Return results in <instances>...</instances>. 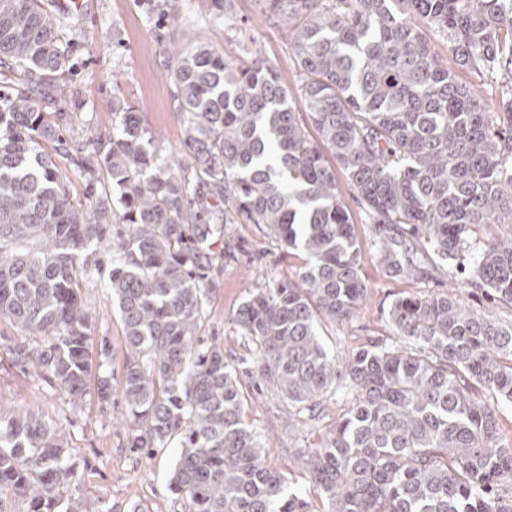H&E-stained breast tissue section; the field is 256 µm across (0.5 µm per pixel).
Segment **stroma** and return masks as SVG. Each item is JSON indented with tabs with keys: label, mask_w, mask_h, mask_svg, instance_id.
I'll return each instance as SVG.
<instances>
[{
	"label": "stroma",
	"mask_w": 512,
	"mask_h": 512,
	"mask_svg": "<svg viewBox=\"0 0 512 512\" xmlns=\"http://www.w3.org/2000/svg\"><path fill=\"white\" fill-rule=\"evenodd\" d=\"M79 10L51 8L49 14L63 25L62 35L73 46V84L80 93L79 105L65 104L67 141L93 147L112 130L116 114L113 103L131 105L143 114L145 126L161 133L162 155L182 158V123L174 89L165 78L167 49L174 35L159 26L152 12L162 0H82ZM189 30L202 32L225 57L245 59L250 44L261 47L265 59L288 88H296L299 68L286 29L276 20L262 17L256 0H227L231 25L217 20L212 0H180ZM336 178L342 198L355 225L362 250V275L366 297L356 314L346 322H324L321 334L331 353L344 356L371 343L396 338L383 310L406 294L431 296L446 292L456 282L462 300L474 310L493 313L501 323H512V305L493 302L488 293L470 285L469 272L456 263L430 262L421 276H395L379 262L375 227L369 224L353 198L344 170ZM224 266L207 283L206 313L199 333L224 346L227 361L238 362L246 349L234 323L242 302L257 288L280 279L296 278L303 256L285 253L267 236L261 225L237 224L224 238ZM107 269L80 280L81 291L93 316L91 343L111 349L110 368L121 373L124 360L122 325L117 307L104 287ZM246 395L247 421L265 444L268 466L286 475L312 505L324 512L326 503L310 487L299 449L318 447L323 435L341 416L345 404L330 407L322 421L309 426L289 422L283 407L258 394L249 376L241 378ZM0 404L29 406L56 421L72 461L86 465L79 486L84 497L105 498L112 512H181L168 489L176 451L165 448L151 456L139 455L127 445L117 425V407L88 392L79 409H72L62 391H51L14 366L0 349Z\"/></svg>",
	"instance_id": "1"
}]
</instances>
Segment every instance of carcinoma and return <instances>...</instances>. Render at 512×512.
<instances>
[{
	"instance_id": "1",
	"label": "carcinoma",
	"mask_w": 512,
	"mask_h": 512,
	"mask_svg": "<svg viewBox=\"0 0 512 512\" xmlns=\"http://www.w3.org/2000/svg\"><path fill=\"white\" fill-rule=\"evenodd\" d=\"M257 2L287 29L297 93L257 48L235 62L205 34L172 44L187 162L160 158L142 113L119 107L82 161L81 201L52 157L65 146L60 105L76 99L70 47L40 0H0V322L19 334L0 347L73 409L98 371V398L119 392L130 447L178 449L169 488L186 512H311L266 465L224 346L198 336L224 260L215 244L229 224H262L304 260L297 279L240 305L235 323L255 352L242 362L290 417L318 422L329 400L347 404L319 448L300 450L325 512H512V448L498 445L495 410L468 393L477 383L512 402V323L451 287L390 303L399 344L339 359L320 332L367 293L324 151L348 174L395 275L421 273L433 255L463 262L478 230L512 224V0ZM460 70L490 74L501 108L489 110ZM109 238L106 288L125 347L118 389L109 346L91 351L78 280ZM472 268L474 286L512 304V231L489 234ZM80 480L53 420L0 405V512L9 499L22 512H96L75 493Z\"/></svg>"
}]
</instances>
